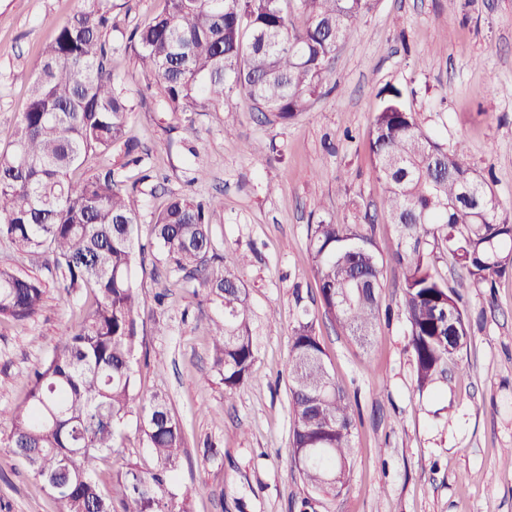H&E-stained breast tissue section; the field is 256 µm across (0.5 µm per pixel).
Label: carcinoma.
Segmentation results:
<instances>
[{
  "instance_id": "1",
  "label": "carcinoma",
  "mask_w": 512,
  "mask_h": 512,
  "mask_svg": "<svg viewBox=\"0 0 512 512\" xmlns=\"http://www.w3.org/2000/svg\"><path fill=\"white\" fill-rule=\"evenodd\" d=\"M109 2L90 0L61 26L9 147L0 151V238L19 254L41 256L48 271L59 273L66 295L83 288L95 293L78 329L62 336L34 370L25 404L11 415L7 447L53 496L57 512H189V492L176 477L182 427L164 394L140 406L155 467L124 464L110 491L93 478L102 455L119 451L121 426L136 401V319L145 313L133 272L137 216L114 171L70 177L90 155L123 142L131 115L102 35L111 21ZM370 2L296 0L304 18L297 27L288 0H164L130 41L170 111L221 103L238 91L256 111L286 121L323 94L336 51ZM369 143L383 208L405 239L395 262L423 391L467 347L461 290L491 289L512 274V219L468 165L462 144L445 146L424 132L399 90H386ZM217 206L223 200L205 205L173 196L158 213L154 234L173 270L198 280L224 306V320L212 329V359L230 395L251 379L257 350L235 267L216 265L210 256L205 210ZM438 249L461 271L452 286L435 268ZM309 253L327 318L371 343L383 266L372 237L360 224H313ZM44 294L40 279L0 264V320L31 318ZM288 382L290 459L311 492L338 494L350 480L355 419L305 315L292 329Z\"/></svg>"
}]
</instances>
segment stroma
<instances>
[{"instance_id": "obj_1", "label": "stroma", "mask_w": 512, "mask_h": 512, "mask_svg": "<svg viewBox=\"0 0 512 512\" xmlns=\"http://www.w3.org/2000/svg\"><path fill=\"white\" fill-rule=\"evenodd\" d=\"M84 0H0V147L24 111L32 77L58 27ZM112 73L132 106L123 147L89 157L111 169L138 216L135 284L145 314L134 360L140 398L161 392L184 434L178 470L192 512H512V276L472 291L462 306L470 342L451 378L418 391L407 347L399 269L403 247L381 207L369 131L384 89L401 91L423 130L462 143L512 217V0H372L339 49L327 91L293 119L255 112L231 94L223 103L168 111L128 37L163 0H111ZM221 197L209 215L213 249L237 263L258 357L233 396L210 356L211 329L224 316L198 282L170 271L154 243L156 215L171 196ZM360 224L383 259L373 345L325 318L308 251L319 222ZM9 263L45 285L41 311L0 320V512H54L42 482L7 459L9 416L25 399L33 368L94 301L66 295L40 257L0 240ZM313 319L329 368L355 418L349 486L310 494L289 458L290 334ZM121 455L106 454L94 478L111 486L126 462L152 468L137 414L126 420Z\"/></svg>"}]
</instances>
